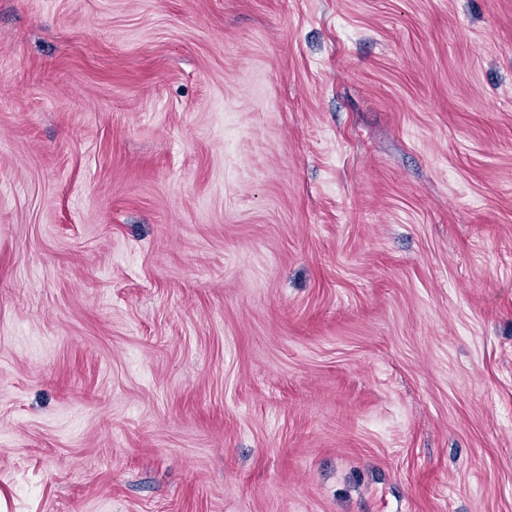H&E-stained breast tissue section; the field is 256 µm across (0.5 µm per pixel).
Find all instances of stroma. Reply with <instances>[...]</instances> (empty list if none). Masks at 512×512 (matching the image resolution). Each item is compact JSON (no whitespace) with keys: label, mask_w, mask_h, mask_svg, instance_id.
Masks as SVG:
<instances>
[{"label":"stroma","mask_w":512,"mask_h":512,"mask_svg":"<svg viewBox=\"0 0 512 512\" xmlns=\"http://www.w3.org/2000/svg\"><path fill=\"white\" fill-rule=\"evenodd\" d=\"M0 512H512V0H0Z\"/></svg>","instance_id":"obj_1"}]
</instances>
